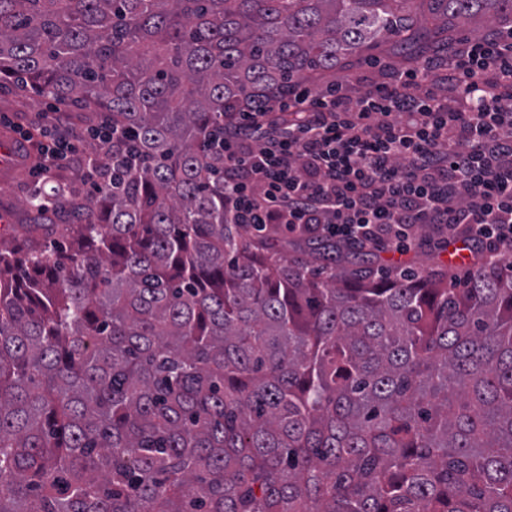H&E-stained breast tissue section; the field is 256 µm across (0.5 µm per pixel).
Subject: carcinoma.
<instances>
[{
  "mask_svg": "<svg viewBox=\"0 0 512 512\" xmlns=\"http://www.w3.org/2000/svg\"><path fill=\"white\" fill-rule=\"evenodd\" d=\"M500 24L512 0H0V80L121 130L73 245L0 250V512H512V271L277 259L224 220V113Z\"/></svg>",
  "mask_w": 512,
  "mask_h": 512,
  "instance_id": "cac0c4a2",
  "label": "carcinoma"
}]
</instances>
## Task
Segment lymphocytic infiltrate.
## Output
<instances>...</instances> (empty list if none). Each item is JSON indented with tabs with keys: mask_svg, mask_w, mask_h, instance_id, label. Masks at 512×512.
<instances>
[{
	"mask_svg": "<svg viewBox=\"0 0 512 512\" xmlns=\"http://www.w3.org/2000/svg\"><path fill=\"white\" fill-rule=\"evenodd\" d=\"M224 217L345 248L462 240L512 264V41L490 29L378 80L224 115Z\"/></svg>",
	"mask_w": 512,
	"mask_h": 512,
	"instance_id": "lymphocytic-infiltrate-1",
	"label": "lymphocytic infiltrate"
}]
</instances>
